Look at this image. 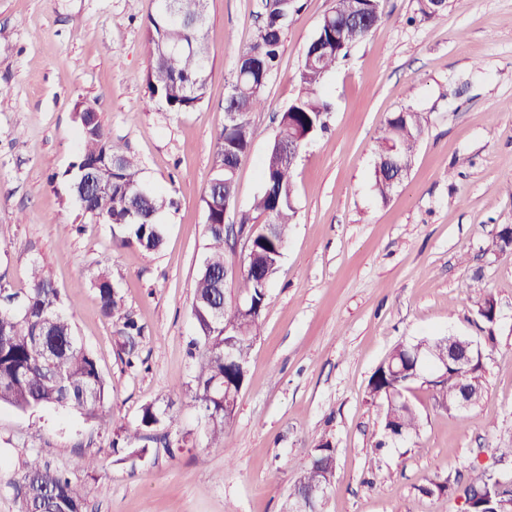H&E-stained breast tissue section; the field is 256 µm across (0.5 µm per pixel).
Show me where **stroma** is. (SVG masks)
I'll return each instance as SVG.
<instances>
[{"label":"stroma","mask_w":512,"mask_h":512,"mask_svg":"<svg viewBox=\"0 0 512 512\" xmlns=\"http://www.w3.org/2000/svg\"><path fill=\"white\" fill-rule=\"evenodd\" d=\"M281 62L250 117L228 223L261 191L276 117L298 95L304 50L334 0H300ZM152 0H0V285L24 296L32 266L59 288L76 336L96 358L112 425L66 408L0 407V512H22L15 487L33 458L66 472L85 512H282L314 446L336 452L323 512H457L432 481L467 485L512 473V255H496L512 224V0H448L417 20V0H382L384 18L330 72L327 132L300 152L297 216L272 275L246 382L227 428L210 443L191 399L197 336L194 282L205 255L204 197L224 97L239 54L258 34L261 0H207L212 74L204 102L171 112L149 101L145 22ZM98 111L111 143L133 154L144 187L173 198L163 246L116 247L111 225L82 214L66 176L79 152L76 105ZM412 108L425 122L407 177L374 191L377 140ZM107 270L143 328V366L127 367L118 328L91 272ZM498 306L478 313L473 277ZM462 334L481 343L480 402L460 413L431 385L409 397L421 426L391 440L369 381L401 342ZM169 407L168 455L156 431L140 456L113 452L112 427H134L147 403ZM98 466L83 469L84 458Z\"/></svg>","instance_id":"35a3bbf8"}]
</instances>
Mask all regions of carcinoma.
<instances>
[{"mask_svg":"<svg viewBox=\"0 0 512 512\" xmlns=\"http://www.w3.org/2000/svg\"><path fill=\"white\" fill-rule=\"evenodd\" d=\"M262 25L257 39L239 54L224 111L233 112L237 121L223 127L216 137L214 171L204 198L207 220L206 256L194 284L192 315L198 337L192 346L202 350L197 362L192 399L203 417H217L207 428L212 443H224L225 428L233 419L239 393L246 379L251 347L266 306L269 281L259 273L280 262L281 245L297 214L293 167L288 146L305 145L328 129L332 104L320 93L325 77L349 48L363 41L383 19L381 0H335L308 43L299 70L300 92L281 113L277 134L262 165L264 187L252 208L264 221L248 225L253 232V247L244 259L236 283V298L227 295L224 280L225 239L224 205L234 201L236 169L241 155L249 150L253 131L250 116L264 103L262 75L278 68L282 37L300 10L298 0H263ZM156 8L147 16L146 32L150 45V66L146 77L149 100L164 104L171 112H191L206 97L211 73L206 42V0H177V22H170ZM178 42L184 52L171 55L165 46ZM81 129L80 155L72 168L112 160V190L96 193L74 180L71 193L83 214L123 230L119 245H136L146 251L158 250L164 241L157 215L173 201L143 187L137 160L111 144L99 119L92 121L76 113ZM423 114L405 109L387 120L377 141L373 187L382 200L388 199L394 174L384 159L394 156L412 163L423 131ZM91 283L98 291L101 311L122 326L120 347L125 364H139L135 337L142 328L123 311L122 297L110 275L97 271ZM248 304H243V300ZM224 311V326L217 331L209 324L211 309ZM234 339L242 366L224 364V339ZM409 346L397 344L389 361L378 368L369 382L372 400L383 409L382 424L387 432L402 437L420 428V414L409 400L407 389L415 383ZM468 376L448 371V377L432 384L438 401L448 406L460 384ZM108 394L93 355L79 342L64 313V301L52 280L39 267H33L28 291L20 306L0 304V405L27 412L48 406L76 410L90 418L103 419ZM169 408L153 404L142 407L138 426L121 428L112 439V448L125 449L140 437L143 428H161L168 420ZM335 448L320 441L301 471L304 485L333 483ZM20 492L25 512H70L75 502L84 501L80 488L65 474L30 460L22 476Z\"/></svg>","mask_w":512,"mask_h":512,"instance_id":"cac0c4a2","label":"carcinoma"}]
</instances>
